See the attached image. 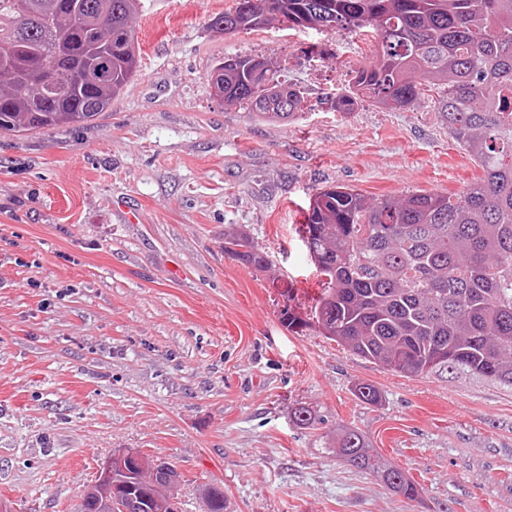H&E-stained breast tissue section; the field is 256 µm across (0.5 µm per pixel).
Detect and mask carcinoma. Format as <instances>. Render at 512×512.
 Wrapping results in <instances>:
<instances>
[{
  "label": "carcinoma",
  "instance_id": "cac0c4a2",
  "mask_svg": "<svg viewBox=\"0 0 512 512\" xmlns=\"http://www.w3.org/2000/svg\"><path fill=\"white\" fill-rule=\"evenodd\" d=\"M252 2L234 0L210 28L226 34L276 19L288 28L370 29L377 59L327 99L330 109L350 112L365 99L398 109L437 86L434 104L449 133L482 170L456 198L317 192L302 230L325 282L307 314L283 307L281 324L293 334L316 329L392 371L512 390V0H264L258 15ZM142 7L144 0H0V50L18 44L33 54L26 67L0 58V134L81 125L104 111L136 75L132 19ZM41 58L54 64V92L40 87ZM207 82L260 119L294 120L307 109L271 59L226 56ZM224 252L256 270L269 265L244 232L225 233ZM336 455L418 496L361 432H342ZM122 482L128 512L169 509L135 471Z\"/></svg>",
  "mask_w": 512,
  "mask_h": 512
}]
</instances>
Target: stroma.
Segmentation results:
<instances>
[{"label": "stroma", "instance_id": "stroma-1", "mask_svg": "<svg viewBox=\"0 0 512 512\" xmlns=\"http://www.w3.org/2000/svg\"><path fill=\"white\" fill-rule=\"evenodd\" d=\"M233 4L145 0L136 75L104 112L0 134V512H75L125 448L174 466L185 512L210 487L224 512H512V391L400 374L279 322L322 288L301 233L320 189L459 195L480 169L430 99L327 108L375 61L372 33L211 30ZM227 55L286 62L307 113L265 121L211 95ZM233 229L266 270L225 253ZM346 428L418 497L337 458Z\"/></svg>", "mask_w": 512, "mask_h": 512}]
</instances>
